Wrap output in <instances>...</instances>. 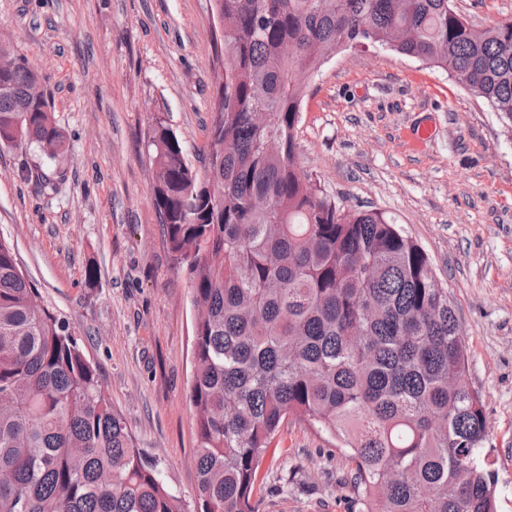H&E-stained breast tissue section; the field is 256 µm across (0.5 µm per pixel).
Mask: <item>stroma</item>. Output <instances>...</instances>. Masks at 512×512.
I'll use <instances>...</instances> for the list:
<instances>
[{"label":"stroma","mask_w":512,"mask_h":512,"mask_svg":"<svg viewBox=\"0 0 512 512\" xmlns=\"http://www.w3.org/2000/svg\"><path fill=\"white\" fill-rule=\"evenodd\" d=\"M210 0H0V43L38 74L67 141L0 145V239L65 320L147 458L197 501L189 402L195 318L185 263L153 204L156 119L204 169L221 76ZM422 126L433 133L423 144ZM304 171L385 213L429 255L483 401L497 512H512V134L447 73L381 46L340 49L309 79ZM40 170L55 190L24 180ZM96 268L87 279V268ZM261 462L255 512H365L334 440L288 419Z\"/></svg>","instance_id":"stroma-1"}]
</instances>
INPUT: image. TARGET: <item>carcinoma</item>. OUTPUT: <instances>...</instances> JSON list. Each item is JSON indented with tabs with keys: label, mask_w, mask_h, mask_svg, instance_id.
Masks as SVG:
<instances>
[{
	"label": "carcinoma",
	"mask_w": 512,
	"mask_h": 512,
	"mask_svg": "<svg viewBox=\"0 0 512 512\" xmlns=\"http://www.w3.org/2000/svg\"><path fill=\"white\" fill-rule=\"evenodd\" d=\"M224 91L207 166L153 132V202L187 265L198 492L188 508L137 448L97 370L0 239V512H255L257 470L292 416L338 442L372 512H496L486 418L428 254L345 209L299 164L308 79L343 46L444 70L512 132V18L452 0H217ZM38 76L0 64V144L65 153ZM457 11L474 27L512 17V0H453Z\"/></svg>",
	"instance_id": "cac0c4a2"
}]
</instances>
